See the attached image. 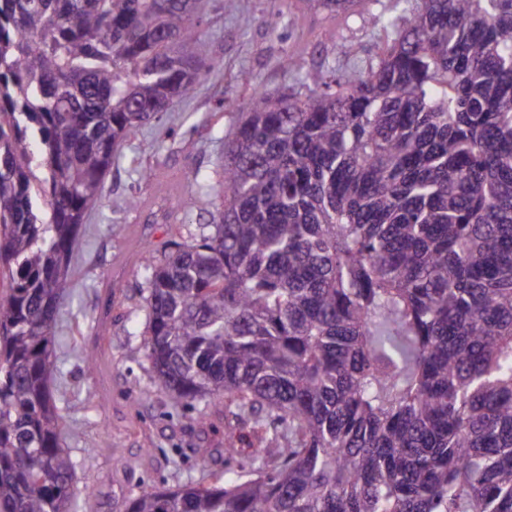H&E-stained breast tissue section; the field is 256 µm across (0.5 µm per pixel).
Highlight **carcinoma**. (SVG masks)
Returning a JSON list of instances; mask_svg holds the SVG:
<instances>
[{
  "label": "carcinoma",
  "instance_id": "cac0c4a2",
  "mask_svg": "<svg viewBox=\"0 0 512 512\" xmlns=\"http://www.w3.org/2000/svg\"><path fill=\"white\" fill-rule=\"evenodd\" d=\"M199 4L0 0V512H70L46 385L70 253L117 147L210 72ZM392 26L355 79L252 87L212 232L146 250L157 386L224 399L258 448L124 512H512V0Z\"/></svg>",
  "mask_w": 512,
  "mask_h": 512
}]
</instances>
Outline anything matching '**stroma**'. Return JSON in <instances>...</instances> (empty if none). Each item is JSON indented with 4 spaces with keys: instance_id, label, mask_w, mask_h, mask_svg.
<instances>
[{
    "instance_id": "obj_1",
    "label": "stroma",
    "mask_w": 512,
    "mask_h": 512,
    "mask_svg": "<svg viewBox=\"0 0 512 512\" xmlns=\"http://www.w3.org/2000/svg\"><path fill=\"white\" fill-rule=\"evenodd\" d=\"M403 9L399 0H364L329 21L300 0H203L198 52L209 75L122 142L72 254V288L54 327L60 369L49 380L60 443L76 465L72 512H123L125 498L148 485L211 483L227 445L249 454L251 425L226 416L223 400L184 406L155 385L143 346V250L159 258L171 240L210 233L207 211L193 202L218 197L188 174L219 170L249 85L275 94L300 71L358 74ZM340 40L352 53L337 50ZM287 54L297 71L283 67ZM143 168L150 182L140 180Z\"/></svg>"
}]
</instances>
